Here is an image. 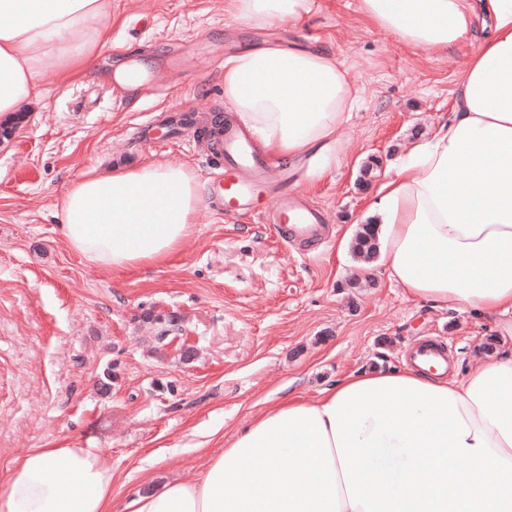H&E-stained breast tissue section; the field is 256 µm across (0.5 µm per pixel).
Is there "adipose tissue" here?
Returning a JSON list of instances; mask_svg holds the SVG:
<instances>
[{"mask_svg":"<svg viewBox=\"0 0 512 512\" xmlns=\"http://www.w3.org/2000/svg\"><path fill=\"white\" fill-rule=\"evenodd\" d=\"M313 4L227 0V10L258 28L297 23ZM359 11L435 53L487 28L448 116L410 141L371 210L381 264L406 299L479 319L512 313V0H359ZM111 25L110 0H0V118L23 112L46 77H84ZM363 93L351 67L318 47L224 61L234 119L273 163L316 153L317 176ZM205 208L195 173L160 161L85 173L58 216L73 253L122 272L166 263ZM0 512H512V335L459 378L379 366L274 403L196 477H148L121 508L102 449H28L0 483Z\"/></svg>","mask_w":512,"mask_h":512,"instance_id":"1","label":"adipose tissue"}]
</instances>
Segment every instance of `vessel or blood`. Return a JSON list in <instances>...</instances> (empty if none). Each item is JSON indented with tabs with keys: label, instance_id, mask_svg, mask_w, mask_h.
Here are the masks:
<instances>
[{
	"label": "vessel or blood",
	"instance_id": "1",
	"mask_svg": "<svg viewBox=\"0 0 512 512\" xmlns=\"http://www.w3.org/2000/svg\"><path fill=\"white\" fill-rule=\"evenodd\" d=\"M212 149L224 158V173L213 185L212 205L227 215L254 213L253 201L261 188L257 175L263 159L250 135L238 127H221L219 136L212 139ZM274 211L286 223L287 239L309 242L318 239L323 216L296 192L281 189L275 197ZM409 357L411 362L432 368L449 364L448 348L432 340L411 347Z\"/></svg>",
	"mask_w": 512,
	"mask_h": 512
}]
</instances>
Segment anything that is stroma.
<instances>
[{
  "mask_svg": "<svg viewBox=\"0 0 512 512\" xmlns=\"http://www.w3.org/2000/svg\"><path fill=\"white\" fill-rule=\"evenodd\" d=\"M224 6L112 0L97 67L67 87L46 79L28 122L0 144V481L30 448H100L120 502L148 475L193 476L270 404L317 396L356 370L401 367L424 339L448 345L459 375L498 347L495 320L416 306L378 258L353 252L374 187L448 114L478 35L435 54L376 30L358 0H315L300 22L265 29L240 25ZM288 42L337 53L365 87L321 176L304 160L269 169L258 214L206 209L195 237L162 266L115 273L69 251L56 210L84 173L162 160L186 164L208 186L220 162L198 129L228 111L231 48ZM131 62L148 75L146 90L114 83ZM184 111L186 134H135L160 113ZM286 170L324 211L330 241L291 244L266 223ZM169 314L191 337L189 357L158 338Z\"/></svg>",
  "mask_w": 512,
  "mask_h": 512,
  "instance_id": "35a3bbf8",
  "label": "stroma"
}]
</instances>
